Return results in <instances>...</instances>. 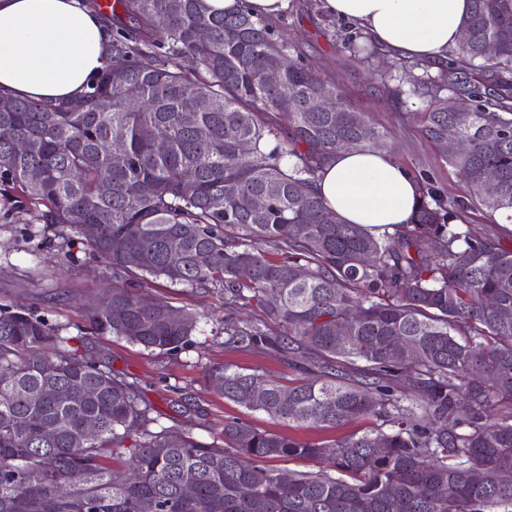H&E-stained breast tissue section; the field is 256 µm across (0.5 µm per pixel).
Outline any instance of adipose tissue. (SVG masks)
<instances>
[{
  "label": "adipose tissue",
  "instance_id": "ef3b65f1",
  "mask_svg": "<svg viewBox=\"0 0 512 512\" xmlns=\"http://www.w3.org/2000/svg\"><path fill=\"white\" fill-rule=\"evenodd\" d=\"M470 7V0H320L324 14L437 69L459 41ZM110 40L106 20L81 0H0V93L75 97L102 69ZM316 191L341 219L376 235L407 223L419 200L415 178L386 152H337Z\"/></svg>",
  "mask_w": 512,
  "mask_h": 512
}]
</instances>
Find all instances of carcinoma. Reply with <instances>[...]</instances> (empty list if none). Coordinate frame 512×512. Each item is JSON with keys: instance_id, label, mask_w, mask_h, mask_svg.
<instances>
[{"instance_id": "cac0c4a2", "label": "carcinoma", "mask_w": 512, "mask_h": 512, "mask_svg": "<svg viewBox=\"0 0 512 512\" xmlns=\"http://www.w3.org/2000/svg\"><path fill=\"white\" fill-rule=\"evenodd\" d=\"M88 6L112 30L88 89L58 104L0 95V196L44 207L38 219L73 231L112 268V287L81 305L75 337L0 302V512H512V485L501 482L512 473V245L467 221L476 210L512 223V0H472L468 40L411 89L470 100L467 112H422L433 144L450 125L467 141L446 161L469 201L422 177L410 221L382 235L344 223L314 185L336 140L385 151L389 133L293 53L284 31L246 9L211 13L204 0ZM335 41L355 56L378 53L363 33ZM270 70L279 82L265 81ZM320 97L336 110L316 111ZM197 99L205 111L188 109ZM20 140L28 149L18 154ZM108 141L121 150L106 153ZM255 197L267 201L259 212ZM130 273L224 291L225 343L312 373L284 388L213 367L224 398L301 429L370 416L389 429L324 445L230 421L217 444L160 424L91 337L176 353L199 315L127 287ZM255 301L267 318L237 316ZM61 388L64 401L54 398ZM114 457L124 469L107 465ZM280 459L326 466H270Z\"/></svg>"}]
</instances>
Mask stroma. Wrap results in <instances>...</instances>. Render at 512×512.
<instances>
[{
    "instance_id": "35a3bbf8",
    "label": "stroma",
    "mask_w": 512,
    "mask_h": 512,
    "mask_svg": "<svg viewBox=\"0 0 512 512\" xmlns=\"http://www.w3.org/2000/svg\"><path fill=\"white\" fill-rule=\"evenodd\" d=\"M277 22L286 30L289 42L322 76L336 81L359 111L391 132L392 153L398 163L412 174L432 175L448 197H468L466 184L420 131L416 111L421 102L406 95L412 74L397 71L393 58L385 54L364 59L335 49L333 33L350 34L354 28L340 19H323L318 0H289ZM5 211L0 203V298L28 305L50 322L67 326L70 335H78L83 323L79 304L111 283V270L87 246L73 241L70 231L57 234L45 230L43 222L31 214L20 221L8 219ZM66 249L71 257L65 262L61 255ZM135 287L153 298L205 315L192 344L176 353L149 351L115 336L96 339L113 369L138 381L142 399L161 424L186 427L206 443L215 440L224 422L235 420L327 444L378 426V419L368 418L337 429H300L224 399L205 379L211 367L224 365L256 373L286 387L307 379L310 372L302 362L287 363L260 348L239 351L225 344L220 290L191 289L151 277L136 281Z\"/></svg>"
}]
</instances>
